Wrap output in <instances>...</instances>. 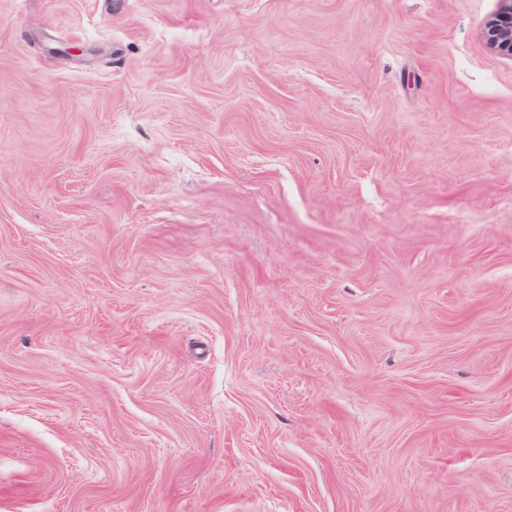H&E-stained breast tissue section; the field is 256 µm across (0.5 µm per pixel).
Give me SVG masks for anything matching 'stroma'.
Here are the masks:
<instances>
[{"label":"stroma","mask_w":512,"mask_h":512,"mask_svg":"<svg viewBox=\"0 0 512 512\" xmlns=\"http://www.w3.org/2000/svg\"><path fill=\"white\" fill-rule=\"evenodd\" d=\"M498 8L0 0V512H512Z\"/></svg>","instance_id":"35a3bbf8"}]
</instances>
